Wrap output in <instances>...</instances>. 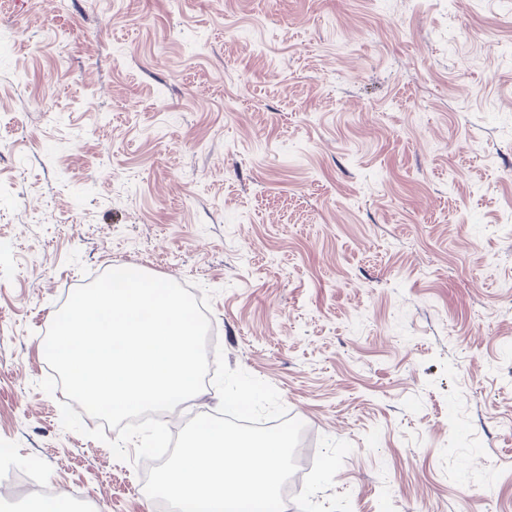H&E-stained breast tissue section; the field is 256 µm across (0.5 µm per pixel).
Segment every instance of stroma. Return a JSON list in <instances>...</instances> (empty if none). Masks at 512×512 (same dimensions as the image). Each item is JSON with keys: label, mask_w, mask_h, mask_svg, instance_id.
Instances as JSON below:
<instances>
[{"label": "stroma", "mask_w": 512, "mask_h": 512, "mask_svg": "<svg viewBox=\"0 0 512 512\" xmlns=\"http://www.w3.org/2000/svg\"><path fill=\"white\" fill-rule=\"evenodd\" d=\"M197 291L314 461L290 512H512V0H0V472L158 512L44 337Z\"/></svg>", "instance_id": "35a3bbf8"}]
</instances>
